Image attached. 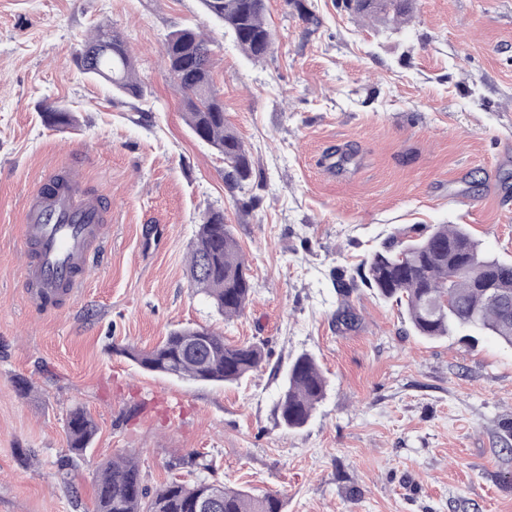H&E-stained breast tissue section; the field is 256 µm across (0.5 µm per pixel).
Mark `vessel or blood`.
Wrapping results in <instances>:
<instances>
[{
  "label": "vessel or blood",
  "instance_id": "obj_1",
  "mask_svg": "<svg viewBox=\"0 0 512 512\" xmlns=\"http://www.w3.org/2000/svg\"><path fill=\"white\" fill-rule=\"evenodd\" d=\"M24 219L23 286L30 298L60 307L77 294L103 244L102 202L85 189L82 173L70 169L32 191Z\"/></svg>",
  "mask_w": 512,
  "mask_h": 512
}]
</instances>
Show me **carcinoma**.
Masks as SVG:
<instances>
[{"label": "carcinoma", "instance_id": "1", "mask_svg": "<svg viewBox=\"0 0 512 512\" xmlns=\"http://www.w3.org/2000/svg\"><path fill=\"white\" fill-rule=\"evenodd\" d=\"M205 14L224 25L239 49L260 62L271 52L274 33L266 22V0H202ZM413 0H360L344 7L358 18L381 24L407 20ZM163 56L165 75L181 93L184 118L193 134L224 157V184L241 190L254 177L252 155L229 127L224 101L213 84L214 49L193 28L168 35ZM79 67L112 90L142 98L130 48L112 23L101 22L85 41ZM45 122L68 126L71 113L49 106ZM191 285L209 298L224 318L240 315L253 288L248 267L224 210L210 208L202 216L188 264ZM373 290L386 302L405 306L410 330L428 339L461 335L473 343L493 336L512 346V261L486 255L464 224L413 225L391 234L357 269V276L336 277L340 298L338 316L354 319L349 297L358 285ZM125 353L142 369L182 380L239 384L262 367L264 351L257 343L232 345L206 327H181L168 332L151 350L128 348ZM328 382L316 359L298 355L284 372L277 419L290 430L305 426L324 399ZM96 432L83 409L68 418L69 452L82 456ZM222 501L220 512H284L277 492L255 495L199 479L191 484L171 481L154 492L144 485L138 460L129 452L99 471L94 512H197V504L213 493Z\"/></svg>", "mask_w": 512, "mask_h": 512}]
</instances>
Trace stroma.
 <instances>
[{
    "label": "stroma",
    "instance_id": "obj_1",
    "mask_svg": "<svg viewBox=\"0 0 512 512\" xmlns=\"http://www.w3.org/2000/svg\"><path fill=\"white\" fill-rule=\"evenodd\" d=\"M104 20L133 49L145 99L75 65ZM267 21L275 43L255 63L201 0H0V512H93L98 470L130 450L149 489L201 477L281 492L284 512H512V347L414 336L403 307L365 287L348 329L335 291L337 271L412 224L466 225L512 260V0H415L390 26L341 0H268ZM179 26L213 41L214 85L260 186L228 192L223 156L187 127L160 57ZM50 105L73 124H46ZM74 162L107 238L76 297L47 309L21 283L25 202ZM211 207L254 286L229 320L188 276ZM187 325L260 344L266 362L224 387L127 358ZM302 352L329 386L288 430L275 370ZM76 407L96 433L66 483Z\"/></svg>",
    "mask_w": 512,
    "mask_h": 512
}]
</instances>
